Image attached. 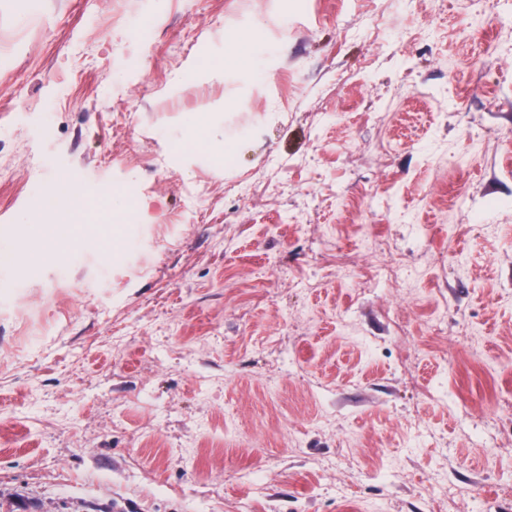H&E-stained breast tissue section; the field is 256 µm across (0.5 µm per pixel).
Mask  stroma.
I'll use <instances>...</instances> for the list:
<instances>
[{
  "label": "stroma",
  "mask_w": 512,
  "mask_h": 512,
  "mask_svg": "<svg viewBox=\"0 0 512 512\" xmlns=\"http://www.w3.org/2000/svg\"><path fill=\"white\" fill-rule=\"evenodd\" d=\"M61 177L128 206L22 266ZM382 241L360 295L332 261ZM509 476L512 0H0V512H512ZM387 254L385 247L375 249L374 256L377 259L367 263V266L362 270L361 284L364 288H372L378 282L386 280L388 277L392 278L395 273L392 265L387 264L385 260L378 259V256L385 257Z\"/></svg>",
  "instance_id": "1"
}]
</instances>
